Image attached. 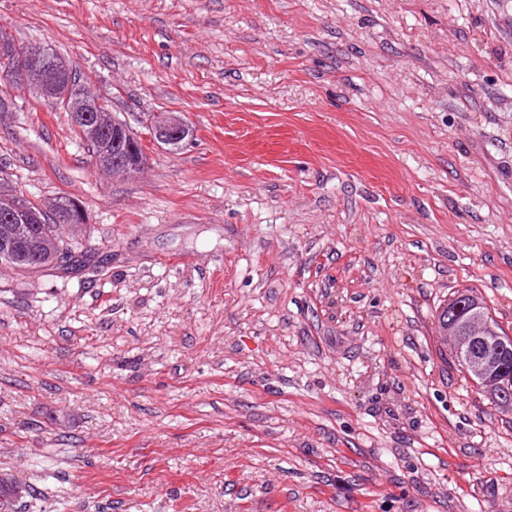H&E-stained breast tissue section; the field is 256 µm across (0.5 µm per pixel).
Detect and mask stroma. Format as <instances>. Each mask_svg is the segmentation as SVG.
<instances>
[{"label": "stroma", "mask_w": 512, "mask_h": 512, "mask_svg": "<svg viewBox=\"0 0 512 512\" xmlns=\"http://www.w3.org/2000/svg\"><path fill=\"white\" fill-rule=\"evenodd\" d=\"M193 130L137 177L0 79V176L81 200L83 264L0 269L17 512H512V413L436 329L512 334V0H0Z\"/></svg>", "instance_id": "obj_1"}]
</instances>
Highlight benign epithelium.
I'll return each mask as SVG.
<instances>
[{
	"instance_id": "7a95c632",
	"label": "benign epithelium",
	"mask_w": 512,
	"mask_h": 512,
	"mask_svg": "<svg viewBox=\"0 0 512 512\" xmlns=\"http://www.w3.org/2000/svg\"><path fill=\"white\" fill-rule=\"evenodd\" d=\"M6 71L11 79L26 87H36L47 100L63 106L70 112L78 129L97 127L106 116L112 119L116 127L122 125L127 130L131 128L127 119L117 117L113 102L105 96L89 89L83 96L71 94L66 68L54 61L41 47H33L11 57ZM144 124L160 147L181 144L188 137L187 122L177 112H154L145 119ZM108 165L112 166L113 172L127 175L134 170L143 171L145 161L137 158L131 164L127 156L109 152L95 161L98 168ZM478 306L480 302L476 298L456 306V312L463 316V328L457 345L460 361L464 369L479 377L486 390L502 397L512 395V376L497 377L491 372L497 360L512 353V336L504 339L485 318L471 314Z\"/></svg>"
}]
</instances>
